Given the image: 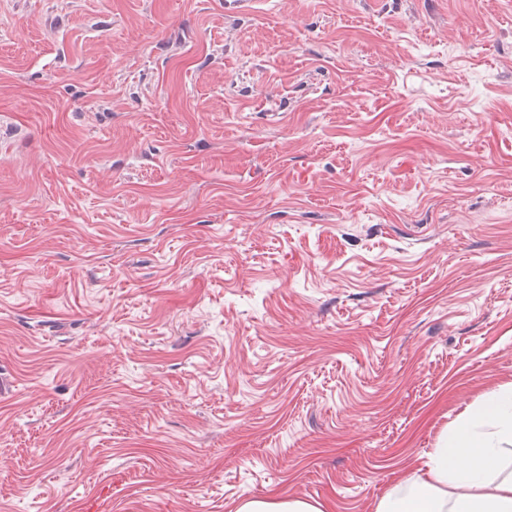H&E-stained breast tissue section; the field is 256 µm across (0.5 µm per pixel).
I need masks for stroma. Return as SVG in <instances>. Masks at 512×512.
<instances>
[{
  "mask_svg": "<svg viewBox=\"0 0 512 512\" xmlns=\"http://www.w3.org/2000/svg\"><path fill=\"white\" fill-rule=\"evenodd\" d=\"M512 384V0H0V512H373ZM236 512H323V509L303 499L285 502L253 499L241 503Z\"/></svg>",
  "mask_w": 512,
  "mask_h": 512,
  "instance_id": "1",
  "label": "stroma"
}]
</instances>
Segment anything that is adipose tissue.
Wrapping results in <instances>:
<instances>
[{"instance_id":"ef3b65f1","label":"adipose tissue","mask_w":512,"mask_h":512,"mask_svg":"<svg viewBox=\"0 0 512 512\" xmlns=\"http://www.w3.org/2000/svg\"><path fill=\"white\" fill-rule=\"evenodd\" d=\"M512 385L491 392L374 512H512Z\"/></svg>"}]
</instances>
